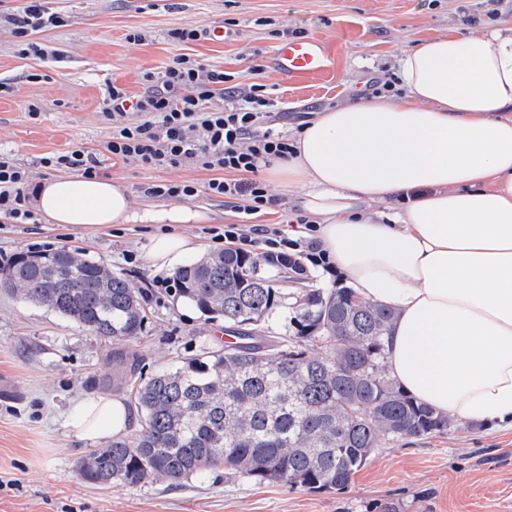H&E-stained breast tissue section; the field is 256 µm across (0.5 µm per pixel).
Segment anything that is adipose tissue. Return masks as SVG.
I'll return each instance as SVG.
<instances>
[{
	"label": "adipose tissue",
	"instance_id": "1",
	"mask_svg": "<svg viewBox=\"0 0 512 512\" xmlns=\"http://www.w3.org/2000/svg\"><path fill=\"white\" fill-rule=\"evenodd\" d=\"M398 73L402 98L317 113L267 172L298 190L319 251L355 295L394 308L385 353L400 390L470 424L512 427V24L424 40ZM31 205L80 229L210 219L136 210L119 182L78 173L38 181ZM200 248L160 234L147 258L162 268ZM136 423L123 398L101 393L67 426L95 444Z\"/></svg>",
	"mask_w": 512,
	"mask_h": 512
}]
</instances>
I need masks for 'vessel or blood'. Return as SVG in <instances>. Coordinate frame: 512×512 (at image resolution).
<instances>
[{"mask_svg": "<svg viewBox=\"0 0 512 512\" xmlns=\"http://www.w3.org/2000/svg\"><path fill=\"white\" fill-rule=\"evenodd\" d=\"M268 68L281 80L307 83L333 70L334 54L328 41L298 36L277 45L268 59Z\"/></svg>", "mask_w": 512, "mask_h": 512, "instance_id": "vessel-or-blood-1", "label": "vessel or blood"}]
</instances>
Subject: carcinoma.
<instances>
[{
  "instance_id": "carcinoma-1",
  "label": "carcinoma",
  "mask_w": 512,
  "mask_h": 512,
  "mask_svg": "<svg viewBox=\"0 0 512 512\" xmlns=\"http://www.w3.org/2000/svg\"><path fill=\"white\" fill-rule=\"evenodd\" d=\"M296 262L224 250L174 272L178 295L224 320L235 341L204 351L132 389L140 430L79 465L99 486L180 485L210 468L259 483L343 489L384 441L438 436L451 417L414 401L385 369L392 308L356 306L350 288H301L285 335L263 322L285 299L277 279L247 281L244 266ZM0 289L113 343L140 335L139 289L85 249L26 251L0 264Z\"/></svg>"
}]
</instances>
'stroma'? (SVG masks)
<instances>
[{"label":"stroma","instance_id":"obj_1","mask_svg":"<svg viewBox=\"0 0 512 512\" xmlns=\"http://www.w3.org/2000/svg\"><path fill=\"white\" fill-rule=\"evenodd\" d=\"M59 26L33 35L52 56L26 55L0 27V151L11 154L32 180L48 178V153L95 152L99 174L117 179L135 205L156 183H192L188 208L211 211L205 224H113L78 230L67 224L0 222V251L41 244L83 247L143 289L144 328L121 348L138 359L145 380L200 351L224 348V322L210 320L177 294L148 288L158 270L149 263L150 237L165 230L216 245L210 231L227 224L295 229L296 194L275 184V206L247 216L232 200L209 194L212 171L188 162L147 169L112 158L104 145L112 123L101 113L107 84L130 95L149 87L180 56L229 74L228 96L241 99L253 84L272 100L269 125L291 135L315 113L365 95L375 82L398 81L397 60L419 41L487 21H512V0H47ZM226 27L224 39L188 44L169 40L174 28ZM312 35L336 47L331 80L314 89L277 81L266 65L282 37ZM136 262H127V254ZM114 345L47 309L0 291V512H512V429L455 422L445 435L386 442L343 489L313 492L256 483L209 470L184 485L157 481L104 488L84 482L79 464L94 447L73 441L68 416L100 391L130 398L114 383Z\"/></svg>","mask_w":512,"mask_h":512}]
</instances>
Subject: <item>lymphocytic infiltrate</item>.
Segmentation results:
<instances>
[{"label": "lymphocytic infiltrate", "instance_id": "f902f5d3", "mask_svg": "<svg viewBox=\"0 0 512 512\" xmlns=\"http://www.w3.org/2000/svg\"><path fill=\"white\" fill-rule=\"evenodd\" d=\"M58 21L43 0H26L7 19L12 33L23 38L26 52L38 57L47 51L32 41V34ZM227 79L226 73L182 55L153 76L143 95L134 97L109 85L101 103L103 116L112 122L105 150L150 169L195 162L214 173L207 185L211 195L241 201L247 215L268 208L274 200L258 176L260 165L287 157L291 148L287 137L263 126L271 106L265 95L252 91L242 103L214 105ZM28 184V171L0 153V217L17 223L32 220Z\"/></svg>", "mask_w": 512, "mask_h": 512}]
</instances>
